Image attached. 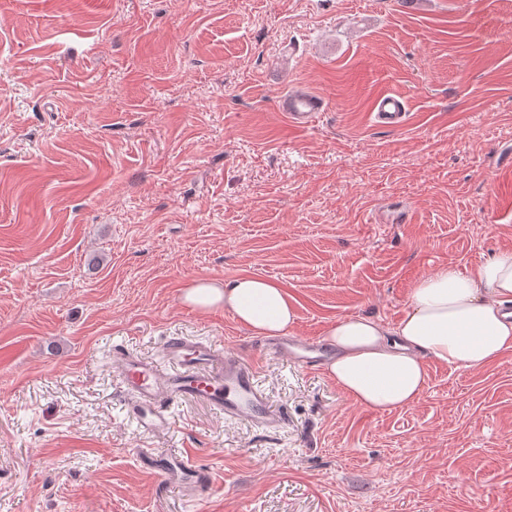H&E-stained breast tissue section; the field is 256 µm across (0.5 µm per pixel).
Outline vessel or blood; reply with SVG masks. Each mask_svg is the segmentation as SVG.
Segmentation results:
<instances>
[{
	"label": "vessel or blood",
	"mask_w": 512,
	"mask_h": 512,
	"mask_svg": "<svg viewBox=\"0 0 512 512\" xmlns=\"http://www.w3.org/2000/svg\"><path fill=\"white\" fill-rule=\"evenodd\" d=\"M278 107L293 126L305 129L324 112L326 103L321 96L298 89L282 96ZM374 121L386 129L403 127L407 122L404 99L394 93L379 96ZM265 347L311 369L321 365L328 354L324 344L294 336L268 340ZM112 364L127 395L128 415L149 435L172 430L169 406L181 398L204 403L225 419L267 431L278 430L288 421L285 411L271 406L255 371L229 349L213 343L172 337L165 344V360L160 364L142 361L116 345ZM142 459L168 484L182 489L198 491L209 481L208 471L183 453L157 449L143 454Z\"/></svg>",
	"instance_id": "obj_1"
}]
</instances>
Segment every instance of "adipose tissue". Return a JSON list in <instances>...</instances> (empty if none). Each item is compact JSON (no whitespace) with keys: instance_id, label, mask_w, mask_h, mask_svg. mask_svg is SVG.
Masks as SVG:
<instances>
[{"instance_id":"obj_1","label":"adipose tissue","mask_w":512,"mask_h":512,"mask_svg":"<svg viewBox=\"0 0 512 512\" xmlns=\"http://www.w3.org/2000/svg\"><path fill=\"white\" fill-rule=\"evenodd\" d=\"M185 302L203 311L224 308L263 336L286 334L297 310L279 284L242 275L228 282L200 279ZM512 251L473 271L453 266L421 277L402 318L393 326L342 317L326 331L332 356L326 371L358 404L378 410L411 406L426 389V359L479 369L512 351Z\"/></svg>"}]
</instances>
